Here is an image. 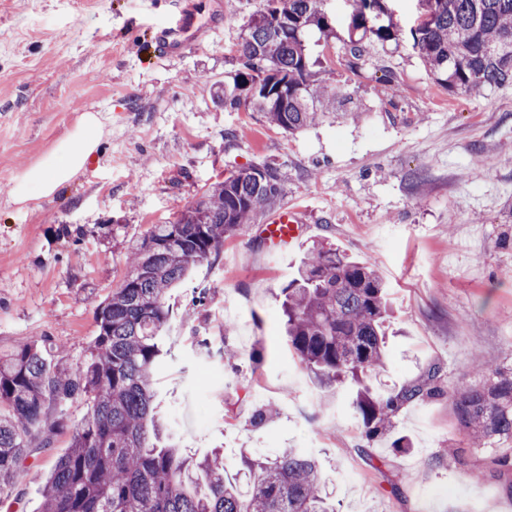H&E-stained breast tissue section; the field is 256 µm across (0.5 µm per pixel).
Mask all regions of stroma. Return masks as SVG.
<instances>
[{
  "label": "stroma",
  "instance_id": "stroma-1",
  "mask_svg": "<svg viewBox=\"0 0 512 512\" xmlns=\"http://www.w3.org/2000/svg\"><path fill=\"white\" fill-rule=\"evenodd\" d=\"M265 5L209 0L224 11L223 29L160 58L148 26L164 22L166 0H0V355L44 342L84 362L129 243L176 221L230 172L265 164L281 179L275 209L303 207L307 231L271 253L261 214L170 291L156 375L168 434L189 455L223 451L231 478L243 453L305 449L324 466L336 512H512V492L488 474L489 451L465 447L447 396L400 413L395 431L410 452L365 445L342 389L300 363L280 317L282 287L328 240L389 287L387 361L367 380L373 392L433 365L442 385L479 384L475 354L491 368L512 364V86L448 92L407 36L367 42L350 67L351 2L325 0L333 32L308 30L306 49L319 81L352 94L362 117L290 135L217 98ZM87 112L104 135L86 170L52 198L12 204L14 182ZM228 346L238 353L231 364ZM268 405L276 418L253 427ZM69 442L62 431L27 459L19 499L0 512H40V483ZM452 447L462 451L453 468Z\"/></svg>",
  "mask_w": 512,
  "mask_h": 512
}]
</instances>
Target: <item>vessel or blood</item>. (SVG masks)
<instances>
[{
    "instance_id": "vessel-or-blood-1",
    "label": "vessel or blood",
    "mask_w": 512,
    "mask_h": 512,
    "mask_svg": "<svg viewBox=\"0 0 512 512\" xmlns=\"http://www.w3.org/2000/svg\"><path fill=\"white\" fill-rule=\"evenodd\" d=\"M223 14H211L207 23H200L197 9L185 6L183 0H175L167 19L154 29L152 45L161 57L179 54L185 46L204 39L206 34L218 28ZM303 210L288 206L275 213L266 225V235L274 246L295 243L303 232Z\"/></svg>"
}]
</instances>
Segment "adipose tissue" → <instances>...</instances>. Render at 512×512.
<instances>
[{
  "instance_id": "1",
  "label": "adipose tissue",
  "mask_w": 512,
  "mask_h": 512,
  "mask_svg": "<svg viewBox=\"0 0 512 512\" xmlns=\"http://www.w3.org/2000/svg\"><path fill=\"white\" fill-rule=\"evenodd\" d=\"M102 137L103 126L98 115L84 113L66 141L15 181L11 190L12 202L25 206L54 196L86 169Z\"/></svg>"
}]
</instances>
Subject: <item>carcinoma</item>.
<instances>
[{
  "label": "carcinoma",
  "mask_w": 512,
  "mask_h": 512,
  "mask_svg": "<svg viewBox=\"0 0 512 512\" xmlns=\"http://www.w3.org/2000/svg\"><path fill=\"white\" fill-rule=\"evenodd\" d=\"M247 26L224 109L249 106L288 134L318 124L327 111L354 103L318 82L303 34L332 31L324 0H266ZM351 56L363 57L362 38L397 41L401 29L383 0H353ZM423 15L410 31L430 73L448 91H487L512 84V0H421ZM281 194L276 170L250 166L206 188L174 224H154L129 251L119 288L95 311L97 335L85 362L71 366L26 344L0 358V495L14 484L31 448H48L78 399L83 418L71 428L68 452L41 488V512H334L322 490L318 461L302 448L272 457L243 458L248 489L224 479L218 452L187 457L159 448L153 400L155 371L170 318V289L191 265L218 253ZM288 345L320 382L353 390V408L366 442L389 436L409 404L443 394L439 368L385 394L364 383L383 368L386 286L370 262L320 244L282 289ZM467 447L493 448L494 473L512 491V367L486 372L478 386L448 390Z\"/></svg>",
  "instance_id": "carcinoma-1"
}]
</instances>
